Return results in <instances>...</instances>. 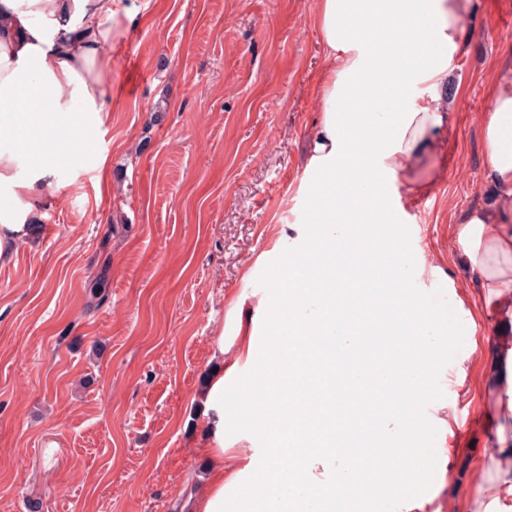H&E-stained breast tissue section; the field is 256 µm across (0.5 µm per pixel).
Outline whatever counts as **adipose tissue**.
Returning a JSON list of instances; mask_svg holds the SVG:
<instances>
[{
  "label": "adipose tissue",
  "mask_w": 512,
  "mask_h": 512,
  "mask_svg": "<svg viewBox=\"0 0 512 512\" xmlns=\"http://www.w3.org/2000/svg\"><path fill=\"white\" fill-rule=\"evenodd\" d=\"M471 9L472 0H319L324 108L308 167L321 175L320 231L312 239L307 278L290 280L286 292L258 306L271 322L277 305H287L289 336L313 331L354 342L345 323L352 296L370 305L369 320L381 334L409 325L405 314L389 320L378 311L407 302L411 245L368 237L358 227L382 216L389 184L414 159L448 139L452 61L468 40ZM104 10L103 0H0V138L49 124L57 130L55 139L30 151L25 178L16 175L15 154L0 152V192L25 201L23 210H0V265L12 262L16 243L30 234L51 176L87 154L75 144L78 106L108 112L115 104L99 79L109 68L112 45ZM423 18L430 23L425 48L408 35ZM418 82L429 85L430 95H413ZM369 83L381 111H366L358 102V90ZM490 100L481 132L483 181L492 195L457 228L466 264L482 287L476 311L496 336L489 384L496 413L484 450L492 467L474 472L467 484L475 490L473 512H512V145L506 141L512 133V68L499 71ZM234 313L246 336L234 350L217 342L210 356L216 371L197 396L208 469L192 512H334L336 500L364 498L372 482L357 476L361 454L336 455L351 428L343 411H327L325 383H315L294 403L290 431H282L275 407L255 413L251 425L236 424L239 375L257 370L258 363L248 313L239 304ZM383 402L374 411V428L397 437L412 423V400L404 390L388 389ZM241 440L250 443L249 454H228V445ZM278 480L279 494H262V485Z\"/></svg>",
  "instance_id": "adipose-tissue-1"
}]
</instances>
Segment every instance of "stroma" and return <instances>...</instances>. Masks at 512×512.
Returning <instances> with one entry per match:
<instances>
[{
    "mask_svg": "<svg viewBox=\"0 0 512 512\" xmlns=\"http://www.w3.org/2000/svg\"><path fill=\"white\" fill-rule=\"evenodd\" d=\"M122 2L106 84L121 106L82 113L91 158L57 170L34 236L0 268V512H184L185 480L203 463L194 398L219 331L306 241L318 0ZM490 2L474 0L453 60V134L423 161L434 185L405 214L424 261L417 287L467 305L479 286L457 222L489 198L480 122L495 73L512 65V0ZM483 336L464 339L475 347L465 393L431 408L440 448L467 450L414 486L423 512H446L452 495L471 512L453 476L487 464Z\"/></svg>",
    "mask_w": 512,
    "mask_h": 512,
    "instance_id": "obj_1",
    "label": "stroma"
}]
</instances>
